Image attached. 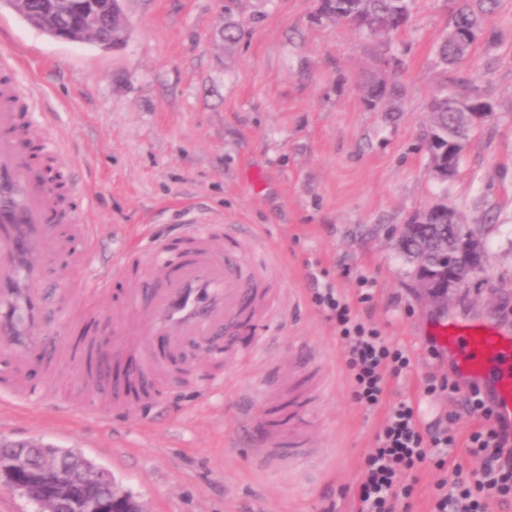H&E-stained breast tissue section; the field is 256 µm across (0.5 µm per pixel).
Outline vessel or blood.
Returning <instances> with one entry per match:
<instances>
[{
    "label": "vessel or blood",
    "mask_w": 512,
    "mask_h": 512,
    "mask_svg": "<svg viewBox=\"0 0 512 512\" xmlns=\"http://www.w3.org/2000/svg\"><path fill=\"white\" fill-rule=\"evenodd\" d=\"M22 96L16 79L0 81V364L9 368L6 395L28 406L43 401L45 385L27 375L41 352L86 364L103 349L117 370L116 401L137 403L146 397L142 384L163 380L169 361L190 345L224 360L223 372L192 374L194 385L212 394L223 392L226 374L247 358L235 343H222L223 327L250 330L271 320L275 311L271 268L256 259L258 236H240L215 218L195 213L172 241L121 251L113 259L112 273L102 275L95 287H85L72 270L93 248V229L79 213L49 205L51 182L72 191L78 185L59 142L32 115L18 110ZM66 223L72 227L68 240L55 230ZM50 277L57 286L62 321L83 320L91 327L82 343L44 329L38 285ZM116 277L123 283L116 303L131 317L105 341L98 333L102 317L93 300ZM432 334L464 375L490 380L497 413L512 421V330L482 318L451 315ZM156 335L166 337L165 349L153 344ZM264 406L269 416L256 441L266 457L273 453L267 441L277 433L281 417L272 396H265ZM311 446L309 435L298 431L273 454L291 459L306 455Z\"/></svg>",
    "instance_id": "1"
}]
</instances>
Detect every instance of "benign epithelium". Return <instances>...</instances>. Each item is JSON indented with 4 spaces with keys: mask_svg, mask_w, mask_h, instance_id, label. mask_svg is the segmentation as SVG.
I'll return each instance as SVG.
<instances>
[{
    "mask_svg": "<svg viewBox=\"0 0 512 512\" xmlns=\"http://www.w3.org/2000/svg\"><path fill=\"white\" fill-rule=\"evenodd\" d=\"M122 0H51L52 12L58 24L52 35L63 41L94 40L101 46L118 48L128 33L122 11ZM121 33L118 38L101 40L102 24ZM448 215V223L459 224L461 218L445 204H438L418 214L419 224H437L442 215ZM438 253L448 259V270L442 277H434L423 271L416 274V288L431 304L443 306L463 286V280L484 271V248L474 236L465 254L448 250L438 244ZM20 454L6 468L0 467V482L25 495L38 512H143L131 495L119 490L112 474L103 468L82 464L80 472L67 479L61 474V459L42 461L33 466L24 463Z\"/></svg>",
    "mask_w": 512,
    "mask_h": 512,
    "instance_id": "1",
    "label": "benign epithelium"
}]
</instances>
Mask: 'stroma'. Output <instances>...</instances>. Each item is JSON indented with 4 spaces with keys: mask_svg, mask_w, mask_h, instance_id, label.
<instances>
[{
    "mask_svg": "<svg viewBox=\"0 0 512 512\" xmlns=\"http://www.w3.org/2000/svg\"><path fill=\"white\" fill-rule=\"evenodd\" d=\"M318 6L238 0L228 13L224 0H124L127 40L103 49L55 40L0 0V52L20 60L19 82L74 165L80 215L94 227L76 278L111 269L130 240L169 238L173 208L192 202L264 239L279 290L271 345L223 393L201 399L175 373L156 387L163 409L116 415L76 366L57 360L32 370L48 389L43 405L0 401V440L81 453L144 512H354L388 407L409 402L427 423L454 411L447 394L423 392L451 360L427 350L440 312L414 288L397 231L434 204L454 207L479 233L486 269L445 312L512 329V0H498L455 69L435 54L444 0H412L406 27L385 42L318 17ZM375 69L402 93L370 110L357 83ZM460 75L496 117L465 144L456 179L442 183L422 133L431 97ZM326 284L411 355L381 407L352 399L336 325L312 301ZM367 288L373 299L360 302ZM251 387L287 402L315 437L312 459L266 466L236 440Z\"/></svg>",
    "mask_w": 512,
    "mask_h": 512,
    "instance_id": "obj_1",
    "label": "stroma"
}]
</instances>
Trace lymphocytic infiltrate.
Returning a JSON list of instances; mask_svg holds the SVG:
<instances>
[{
	"label": "lymphocytic infiltrate",
	"mask_w": 512,
	"mask_h": 512,
	"mask_svg": "<svg viewBox=\"0 0 512 512\" xmlns=\"http://www.w3.org/2000/svg\"><path fill=\"white\" fill-rule=\"evenodd\" d=\"M313 300L336 323L353 400L365 407L383 405L390 380L400 378L411 364L408 351L363 321L333 286L317 289ZM424 391L430 396L447 393L456 400L458 413L449 414L448 425H426L410 403L389 407L376 445L364 460L355 512H410L418 473L427 464L439 471L453 468L456 474L454 481L434 483L429 512H490L492 503L512 502V423L498 416L491 391L475 382L464 388L455 379L433 375L426 378ZM462 412L477 425L464 444L465 462L452 464L448 451L458 442L449 425Z\"/></svg>",
	"instance_id": "obj_1"
}]
</instances>
